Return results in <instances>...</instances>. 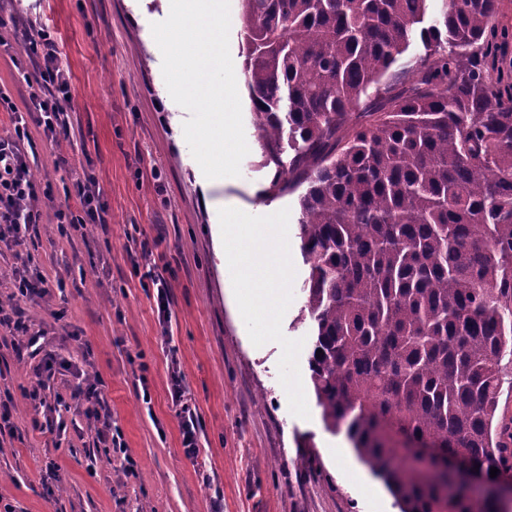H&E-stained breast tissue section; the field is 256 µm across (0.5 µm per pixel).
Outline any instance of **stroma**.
<instances>
[{
	"label": "stroma",
	"instance_id": "1",
	"mask_svg": "<svg viewBox=\"0 0 512 512\" xmlns=\"http://www.w3.org/2000/svg\"><path fill=\"white\" fill-rule=\"evenodd\" d=\"M167 0H35L8 19L0 38L21 49L29 22L54 26L71 70L75 136L51 143L31 133L39 192L64 198L90 169L104 190L108 224L87 239L60 236L52 210L21 246L0 243V305L14 304L8 276L27 265L52 284L21 305L60 366L44 379L49 409L33 428L24 394L41 354L0 326V401L14 429L0 434V505L13 512H210L213 488L224 512H399L382 482L361 464L344 434L326 430L310 381L314 326L306 310L309 274L300 249L296 194L269 193L249 99L242 119L249 153L239 176L207 179L184 138L189 112L171 98L151 26ZM74 159L57 168L59 155ZM160 178H153L152 167ZM282 225L289 242L288 302L255 338L224 267L219 230L228 213ZM158 241L169 281L170 318L160 324L156 288L143 276L139 244ZM178 359L199 420V455L184 454L168 394ZM100 381L127 456L95 442L84 379ZM65 431H58V424ZM340 447L342 459L331 450Z\"/></svg>",
	"mask_w": 512,
	"mask_h": 512
}]
</instances>
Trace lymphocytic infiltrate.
Segmentation results:
<instances>
[{
	"label": "lymphocytic infiltrate",
	"instance_id": "1",
	"mask_svg": "<svg viewBox=\"0 0 512 512\" xmlns=\"http://www.w3.org/2000/svg\"><path fill=\"white\" fill-rule=\"evenodd\" d=\"M26 56L32 64L24 73L28 100L24 110H12L11 130L0 137V241L13 246L21 245L29 228L39 223L43 204L33 163L22 146L30 140L34 127L49 142L70 137L69 114L74 109L71 74L62 63L49 25L34 31ZM52 208L69 238L85 236L90 227L106 222L104 193L88 172L77 178L65 200L53 203ZM168 391L176 408L184 454L194 458L199 453L198 418L186 398V385L178 369L170 371Z\"/></svg>",
	"mask_w": 512,
	"mask_h": 512
}]
</instances>
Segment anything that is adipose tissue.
Listing matches in <instances>:
<instances>
[{"mask_svg": "<svg viewBox=\"0 0 512 512\" xmlns=\"http://www.w3.org/2000/svg\"><path fill=\"white\" fill-rule=\"evenodd\" d=\"M222 235L230 244L228 273L238 304L251 320L255 335H264L286 299V238L280 225L255 226L238 216L228 219Z\"/></svg>", "mask_w": 512, "mask_h": 512, "instance_id": "obj_1", "label": "adipose tissue"}]
</instances>
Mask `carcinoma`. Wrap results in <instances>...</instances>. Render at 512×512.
Wrapping results in <instances>:
<instances>
[{"instance_id": "cac0c4a2", "label": "carcinoma", "mask_w": 512, "mask_h": 512, "mask_svg": "<svg viewBox=\"0 0 512 512\" xmlns=\"http://www.w3.org/2000/svg\"><path fill=\"white\" fill-rule=\"evenodd\" d=\"M242 4V79L272 190L299 192L326 429L400 512H502L404 448L489 482L512 467V428L494 425L512 364V31L499 0ZM416 38L415 78L369 97Z\"/></svg>"}]
</instances>
